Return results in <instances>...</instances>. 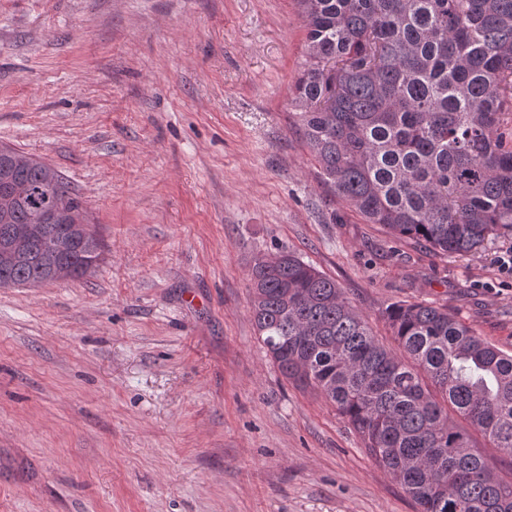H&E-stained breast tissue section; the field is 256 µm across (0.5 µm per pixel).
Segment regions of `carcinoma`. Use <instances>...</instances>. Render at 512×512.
I'll list each match as a JSON object with an SVG mask.
<instances>
[{
  "label": "carcinoma",
  "instance_id": "carcinoma-1",
  "mask_svg": "<svg viewBox=\"0 0 512 512\" xmlns=\"http://www.w3.org/2000/svg\"><path fill=\"white\" fill-rule=\"evenodd\" d=\"M294 85L324 185L369 224L464 255L512 231V0H298ZM0 288L86 276L102 256L81 196L4 148ZM69 223H35L56 207ZM252 315L281 375L336 407L419 512H512V353L431 303L397 304L376 340L336 281L293 252L254 259ZM476 449L483 455L487 463L496 473L505 479L512 478V457L501 453L497 448H490L481 435L473 432Z\"/></svg>",
  "mask_w": 512,
  "mask_h": 512
}]
</instances>
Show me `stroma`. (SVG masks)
<instances>
[{
	"instance_id": "1",
	"label": "stroma",
	"mask_w": 512,
	"mask_h": 512,
	"mask_svg": "<svg viewBox=\"0 0 512 512\" xmlns=\"http://www.w3.org/2000/svg\"><path fill=\"white\" fill-rule=\"evenodd\" d=\"M297 0H0V144L57 169L103 245L0 288V512H417L259 340L254 257L336 280L386 346L433 302L512 352L503 231L444 256L322 185Z\"/></svg>"
}]
</instances>
